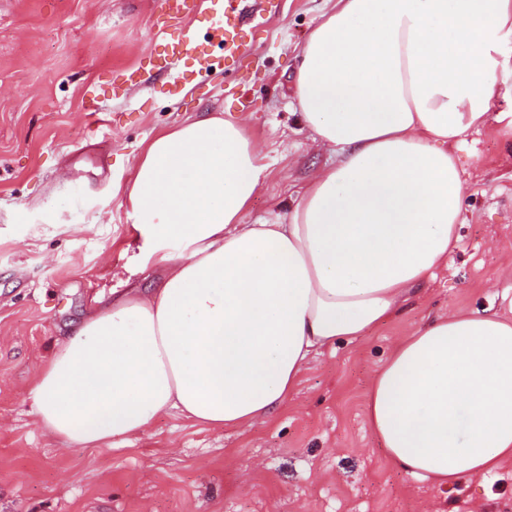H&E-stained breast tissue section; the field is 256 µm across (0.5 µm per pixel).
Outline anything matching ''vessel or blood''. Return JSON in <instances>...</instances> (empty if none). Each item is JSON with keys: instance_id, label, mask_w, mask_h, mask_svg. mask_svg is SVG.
Wrapping results in <instances>:
<instances>
[{"instance_id": "1", "label": "vessel or blood", "mask_w": 512, "mask_h": 512, "mask_svg": "<svg viewBox=\"0 0 512 512\" xmlns=\"http://www.w3.org/2000/svg\"><path fill=\"white\" fill-rule=\"evenodd\" d=\"M213 17L207 41H200L189 21L198 10V0H167L169 15L177 24L175 36L164 39L162 52L152 55L150 64L157 72H169L183 58L193 61V75L214 68L217 61L210 50L211 44L221 45L225 54L231 55L241 48L237 36L242 30L241 0H210Z\"/></svg>"}]
</instances>
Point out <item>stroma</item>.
Wrapping results in <instances>:
<instances>
[{
  "mask_svg": "<svg viewBox=\"0 0 512 512\" xmlns=\"http://www.w3.org/2000/svg\"><path fill=\"white\" fill-rule=\"evenodd\" d=\"M334 3L248 0L245 58L176 86L148 66L169 28L164 0H0V512H512V461L432 486L394 470L365 419L400 339L512 297V139L490 128L455 150L463 221L447 266L392 320L313 356L276 415L211 430L173 413L123 444L83 449L36 422L30 391L92 299L150 282L122 195L155 135L210 113L242 121L266 168L251 223L335 162L292 87ZM130 69L141 73L132 88L120 82Z\"/></svg>",
  "mask_w": 512,
  "mask_h": 512,
  "instance_id": "obj_1",
  "label": "stroma"
}]
</instances>
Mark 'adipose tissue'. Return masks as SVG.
Masks as SVG:
<instances>
[{
    "label": "adipose tissue",
    "instance_id": "obj_1",
    "mask_svg": "<svg viewBox=\"0 0 512 512\" xmlns=\"http://www.w3.org/2000/svg\"><path fill=\"white\" fill-rule=\"evenodd\" d=\"M512 0H336L294 76L337 156L289 211L247 223L264 179L240 122L157 134L124 192L158 279L57 344L30 394L44 431L99 448L175 411L220 430L267 418L309 357L392 318L447 264L463 182L452 151L491 114ZM367 421L389 462L447 487L512 461V317L439 316L376 373Z\"/></svg>",
    "mask_w": 512,
    "mask_h": 512
}]
</instances>
